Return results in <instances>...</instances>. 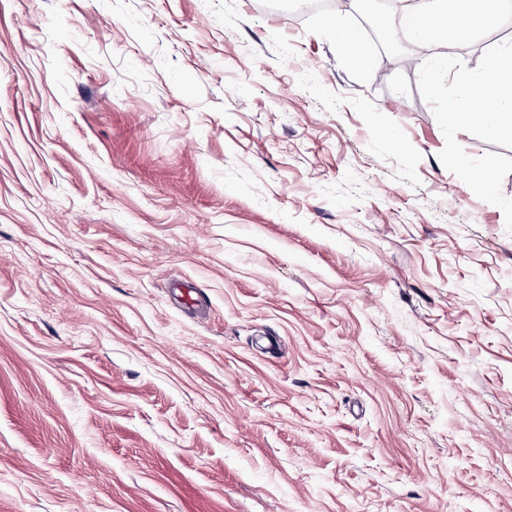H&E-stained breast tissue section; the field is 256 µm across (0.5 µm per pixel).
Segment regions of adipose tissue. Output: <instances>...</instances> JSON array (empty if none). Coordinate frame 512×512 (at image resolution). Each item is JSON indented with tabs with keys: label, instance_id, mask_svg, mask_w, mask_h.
I'll use <instances>...</instances> for the list:
<instances>
[{
	"label": "adipose tissue",
	"instance_id": "ef3b65f1",
	"mask_svg": "<svg viewBox=\"0 0 512 512\" xmlns=\"http://www.w3.org/2000/svg\"><path fill=\"white\" fill-rule=\"evenodd\" d=\"M491 10L489 0H418L406 23L417 42L448 32L462 36L487 21Z\"/></svg>",
	"mask_w": 512,
	"mask_h": 512
}]
</instances>
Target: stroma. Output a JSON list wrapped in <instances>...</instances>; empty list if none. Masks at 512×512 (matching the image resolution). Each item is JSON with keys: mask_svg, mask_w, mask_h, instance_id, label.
I'll return each instance as SVG.
<instances>
[{"mask_svg": "<svg viewBox=\"0 0 512 512\" xmlns=\"http://www.w3.org/2000/svg\"><path fill=\"white\" fill-rule=\"evenodd\" d=\"M510 47L0 0V512H512ZM489 69L499 82L509 80L508 94L499 96L495 111L458 113L461 122L479 121L495 133L512 138V51H500L489 60Z\"/></svg>", "mask_w": 512, "mask_h": 512, "instance_id": "1", "label": "stroma"}]
</instances>
